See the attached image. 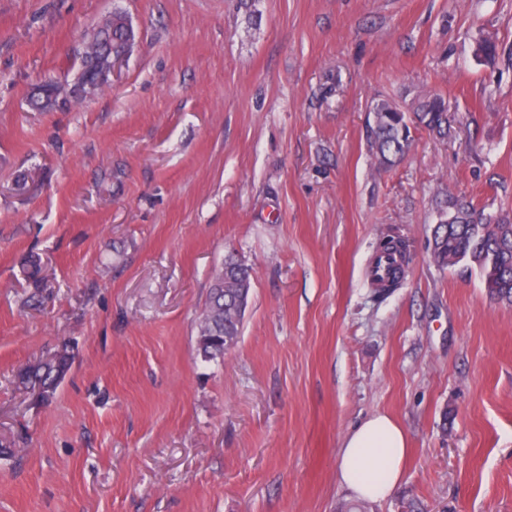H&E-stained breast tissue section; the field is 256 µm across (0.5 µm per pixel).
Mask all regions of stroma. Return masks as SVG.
<instances>
[{
	"label": "stroma",
	"mask_w": 512,
	"mask_h": 512,
	"mask_svg": "<svg viewBox=\"0 0 512 512\" xmlns=\"http://www.w3.org/2000/svg\"><path fill=\"white\" fill-rule=\"evenodd\" d=\"M116 7L137 38L111 81L32 110ZM426 89L447 139L377 168L371 103ZM448 191L512 216V0H0V512H340L342 441L376 413L410 453L367 512H512V307L434 262ZM387 234L410 263L378 301ZM230 253L249 305L207 361ZM62 343L72 367L33 404L15 372ZM58 80L50 79L46 80L43 83L39 84L35 92L30 97V106L34 110H44L48 107H58L61 109L68 108L72 103L70 100L63 99L60 96L55 94L56 84ZM250 270L233 257L213 276L209 297L199 323L197 351L204 360L223 359L238 342L250 294Z\"/></svg>",
	"instance_id": "1"
}]
</instances>
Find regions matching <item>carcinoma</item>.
<instances>
[{
	"mask_svg": "<svg viewBox=\"0 0 512 512\" xmlns=\"http://www.w3.org/2000/svg\"><path fill=\"white\" fill-rule=\"evenodd\" d=\"M84 39L112 46L115 54L129 52L133 28L127 16L112 12V20L88 32ZM498 55V44L491 37L480 39L476 58L490 64ZM76 81L87 94L100 88L98 75L107 59L78 55ZM57 80L39 84L30 97L35 110L48 107L65 109L72 102L55 94ZM369 114L372 147L376 165L390 168L402 160L412 142V132L425 130L433 136L448 137V105L437 91L414 96L411 102L382 97L374 100ZM432 254L438 266L477 272L486 293L499 304L512 307V218L489 212L464 197L452 194L437 202V225L433 231ZM250 270L229 257L213 276L218 285L210 287L209 297L199 323L197 351L206 361L223 359L238 342L250 294ZM73 356L65 344L44 352L21 367L15 382L38 405L49 403L68 374Z\"/></svg>",
	"mask_w": 512,
	"mask_h": 512,
	"instance_id": "cac0c4a2",
	"label": "carcinoma"
}]
</instances>
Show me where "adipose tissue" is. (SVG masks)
<instances>
[{
  "label": "adipose tissue",
  "instance_id": "1",
  "mask_svg": "<svg viewBox=\"0 0 512 512\" xmlns=\"http://www.w3.org/2000/svg\"><path fill=\"white\" fill-rule=\"evenodd\" d=\"M408 452L404 428L388 415L374 414L345 437L338 479L359 498H385L399 483Z\"/></svg>",
  "mask_w": 512,
  "mask_h": 512
}]
</instances>
